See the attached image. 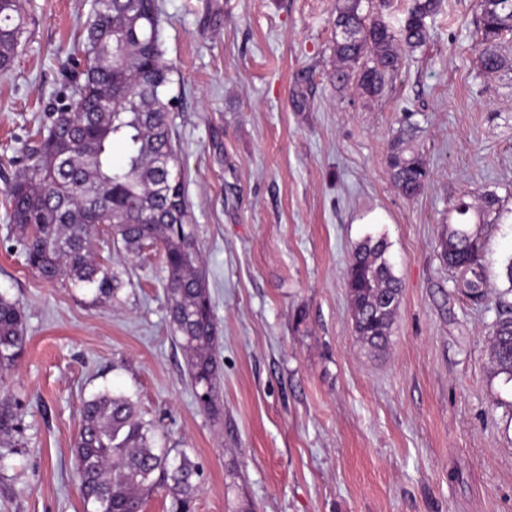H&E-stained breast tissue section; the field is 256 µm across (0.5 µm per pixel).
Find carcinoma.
Returning a JSON list of instances; mask_svg holds the SVG:
<instances>
[{
	"instance_id": "cac0c4a2",
	"label": "carcinoma",
	"mask_w": 512,
	"mask_h": 512,
	"mask_svg": "<svg viewBox=\"0 0 512 512\" xmlns=\"http://www.w3.org/2000/svg\"><path fill=\"white\" fill-rule=\"evenodd\" d=\"M443 0H412L399 30L383 18L391 0H336L334 52L339 83L357 80L367 97L382 94L403 59L427 39V19ZM481 68L502 67L497 41L512 32V0H477ZM158 0H96L74 47L82 67L71 71L69 91L44 115L43 131L25 148L5 190V208L24 236L27 264L54 282L67 279L112 299L130 284L111 266L95 261V227L107 224L113 241L137 255L147 244L162 253L170 323L184 352L189 379L202 407L216 398L215 324L206 278L192 227L170 122L168 97L172 64L162 48ZM24 30L23 0H0V71L13 64ZM122 161L112 160L114 145ZM394 187L404 197L418 195L429 172L421 155L396 143L387 159ZM499 199L486 192L475 205L461 197L452 211L456 225L442 234L439 256L457 288L475 303L486 295L478 232L466 228L471 214L497 211ZM357 336L374 349L385 348L400 304V285L387 258V243H358L345 273ZM24 311L0 294V373L15 366L25 348ZM491 360L512 381V304L491 326ZM18 425L17 413L0 405V436ZM83 500L95 512H142L144 500L168 486L176 495L195 492L194 465L172 466L156 448L153 425L138 401L104 390L87 400L75 441Z\"/></svg>"
}]
</instances>
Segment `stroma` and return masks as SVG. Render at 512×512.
I'll return each instance as SVG.
<instances>
[{
  "instance_id": "obj_1",
  "label": "stroma",
  "mask_w": 512,
  "mask_h": 512,
  "mask_svg": "<svg viewBox=\"0 0 512 512\" xmlns=\"http://www.w3.org/2000/svg\"><path fill=\"white\" fill-rule=\"evenodd\" d=\"M0 72V294L27 343L0 401L20 426L0 445V512H92L73 444L85 400L138 399L157 447L197 468L190 497L143 512H512V381L488 334L512 303V34L483 72L475 0H445L425 46L382 96L338 84L336 0H159L175 66L173 136L218 326L214 412L197 402L170 327L157 249L128 255L108 225L99 262L129 284L111 300L43 280L3 204L10 161L63 95L92 0H23ZM307 100L294 105L296 96ZM429 170L408 199L387 156L406 124ZM495 193L480 226L490 281L474 304L437 257L451 207ZM385 239L401 304L387 347L354 331L345 271Z\"/></svg>"
}]
</instances>
